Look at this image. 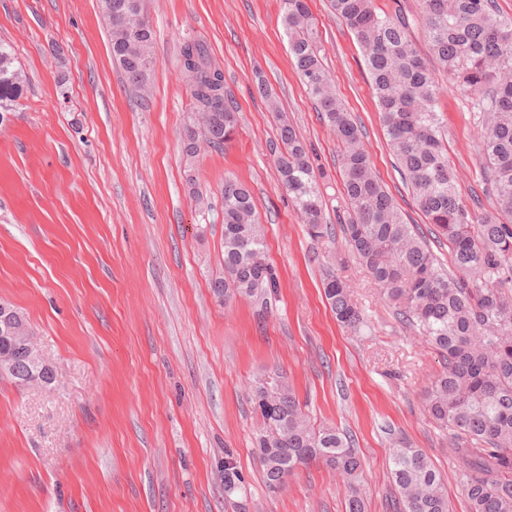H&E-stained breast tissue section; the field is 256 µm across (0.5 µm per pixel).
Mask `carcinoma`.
Here are the masks:
<instances>
[{
    "label": "carcinoma",
    "mask_w": 512,
    "mask_h": 512,
    "mask_svg": "<svg viewBox=\"0 0 512 512\" xmlns=\"http://www.w3.org/2000/svg\"><path fill=\"white\" fill-rule=\"evenodd\" d=\"M331 12L354 34L362 51L380 122L417 208L448 242L450 267L433 254L416 225L405 222L391 194L374 175L361 133L336 96L320 57L318 32L307 0H283L282 24L299 79L316 102L343 150L340 168L347 221L342 233L406 324L425 336L444 370L424 402L432 420L448 430L470 512H512V17L495 0H420L416 15L378 11L374 0H328ZM112 59L136 92L147 88L154 32L145 0H112L107 21ZM418 28L427 41V62L411 39ZM180 63L192 71L193 109L184 128L190 158L202 146L217 149L237 132V110L224 90V73L208 45L191 35L180 45ZM440 69L456 82L482 116V165L495 200L494 214L479 213L457 198L456 173L448 160L438 111ZM22 73L12 47L0 41V114L16 111ZM277 163L282 184L308 225L323 237V201L305 144L280 128ZM222 272L211 282L215 297L237 296L267 303L279 288L250 189L224 181ZM324 294L337 321L356 330L361 314L346 284L333 276ZM11 355L6 378L22 385L34 368L16 345L0 339V355ZM281 399L263 410L255 456L267 485L278 472L321 462L350 490L349 512H363L361 461L347 435L333 426L315 429L294 390L280 380ZM392 474L400 512H450L448 495L428 458L403 444L393 449ZM242 478L224 459V487Z\"/></svg>",
    "instance_id": "1"
}]
</instances>
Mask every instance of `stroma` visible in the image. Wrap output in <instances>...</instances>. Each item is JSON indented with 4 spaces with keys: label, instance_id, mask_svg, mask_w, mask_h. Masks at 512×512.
I'll return each instance as SVG.
<instances>
[{
    "label": "stroma",
    "instance_id": "1",
    "mask_svg": "<svg viewBox=\"0 0 512 512\" xmlns=\"http://www.w3.org/2000/svg\"><path fill=\"white\" fill-rule=\"evenodd\" d=\"M156 32L150 93L137 98L112 61L97 0H0V40L26 75L18 112L0 124V300L24 311L55 389L0 379V512H347L340 477L299 467L270 491L252 453L261 418L249 386L276 370L314 426L347 433L362 464L365 512H398L395 440L422 449L451 512H468L423 395L443 363L398 317L351 254L339 143L299 82L281 0H149ZM320 55L360 126L376 174L407 223L447 259L416 208L379 122L361 52L327 0H308ZM204 41L238 110L224 149L187 159L191 101L184 35ZM265 83L272 113L257 85ZM438 109L464 202L484 195L480 124L440 76ZM306 143L327 204L310 237L275 164L279 121ZM195 174L188 185L187 174ZM255 199L279 288L270 306L222 303L210 289L223 251L225 178ZM209 211H199L193 191ZM336 274L363 327H342L323 293ZM233 455L240 489L224 491Z\"/></svg>",
    "mask_w": 512,
    "mask_h": 512
}]
</instances>
